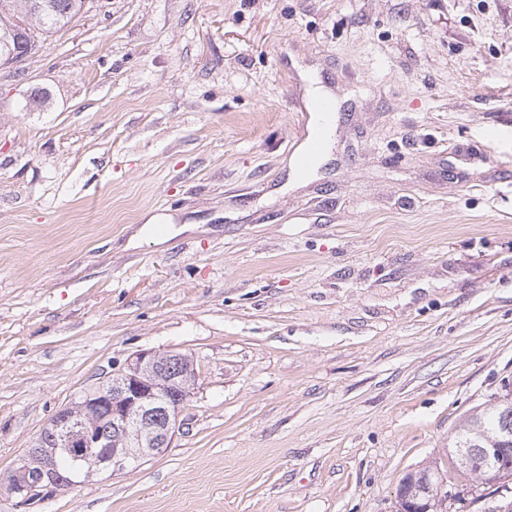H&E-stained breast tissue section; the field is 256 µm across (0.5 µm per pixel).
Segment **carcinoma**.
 Instances as JSON below:
<instances>
[{
  "label": "carcinoma",
  "instance_id": "cac0c4a2",
  "mask_svg": "<svg viewBox=\"0 0 512 512\" xmlns=\"http://www.w3.org/2000/svg\"><path fill=\"white\" fill-rule=\"evenodd\" d=\"M85 0H0V62L12 55L28 56L37 46V37L54 34L68 27L82 12ZM512 425V389L505 384L502 392L490 395L486 412L470 417L466 426L453 437L452 448H499L492 441L502 424ZM495 459L479 468L459 467L493 488L509 494L512 488L492 478Z\"/></svg>",
  "mask_w": 512,
  "mask_h": 512
}]
</instances>
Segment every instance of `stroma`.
<instances>
[{
    "mask_svg": "<svg viewBox=\"0 0 512 512\" xmlns=\"http://www.w3.org/2000/svg\"><path fill=\"white\" fill-rule=\"evenodd\" d=\"M142 350L170 448L0 512H494L448 443L512 382V0H89L0 66V476ZM320 113V112H317ZM322 113V112H321ZM314 114L311 116V126H310V135L307 140L306 146L303 148L304 151H308L309 147L313 143H317L323 145V151L321 155V159L316 167L313 169L304 167L302 164L297 163V159L293 162L291 166L292 171V180L297 181L309 176H312L318 167L322 164L326 156V142L331 135V120L332 117L326 114ZM302 152V153H303ZM419 474L411 473L399 485L398 508L400 512H430L432 503L423 495V489L418 482Z\"/></svg>",
    "mask_w": 512,
    "mask_h": 512,
    "instance_id": "1",
    "label": "stroma"
}]
</instances>
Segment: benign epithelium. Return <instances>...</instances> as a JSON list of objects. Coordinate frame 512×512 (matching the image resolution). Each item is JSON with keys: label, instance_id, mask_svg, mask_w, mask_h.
I'll list each match as a JSON object with an SVG mask.
<instances>
[{"label": "benign epithelium", "instance_id": "7a95c632", "mask_svg": "<svg viewBox=\"0 0 512 512\" xmlns=\"http://www.w3.org/2000/svg\"><path fill=\"white\" fill-rule=\"evenodd\" d=\"M186 356L142 350L124 367L101 382L95 393L60 408L41 431L39 441L51 449L31 448L7 477L8 493L23 504L47 493L67 490L100 474L114 475L140 459L170 447L180 427L179 414L196 375L184 368ZM112 419V432L98 428V420ZM64 453L71 471L62 475L50 460L32 470L31 460ZM419 475L411 473L399 485V512H431Z\"/></svg>", "mask_w": 512, "mask_h": 512}]
</instances>
